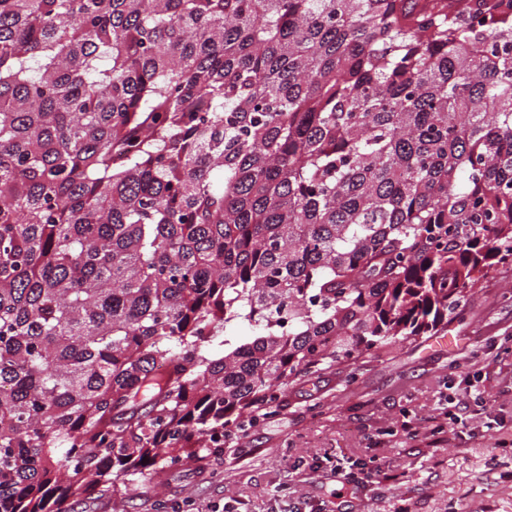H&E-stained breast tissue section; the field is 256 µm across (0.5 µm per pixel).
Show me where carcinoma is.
Returning <instances> with one entry per match:
<instances>
[{
  "label": "carcinoma",
  "instance_id": "obj_1",
  "mask_svg": "<svg viewBox=\"0 0 512 512\" xmlns=\"http://www.w3.org/2000/svg\"><path fill=\"white\" fill-rule=\"evenodd\" d=\"M506 265L512 0H0V512L222 455Z\"/></svg>",
  "mask_w": 512,
  "mask_h": 512
}]
</instances>
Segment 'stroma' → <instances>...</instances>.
Listing matches in <instances>:
<instances>
[{"instance_id":"35a3bbf8","label":"stroma","mask_w":512,"mask_h":512,"mask_svg":"<svg viewBox=\"0 0 512 512\" xmlns=\"http://www.w3.org/2000/svg\"><path fill=\"white\" fill-rule=\"evenodd\" d=\"M512 270L490 272L462 317L353 364L289 384L276 415L223 455L128 484L122 506L98 495L69 512H512ZM473 417L438 418L445 397ZM379 471L364 484L363 470Z\"/></svg>"}]
</instances>
